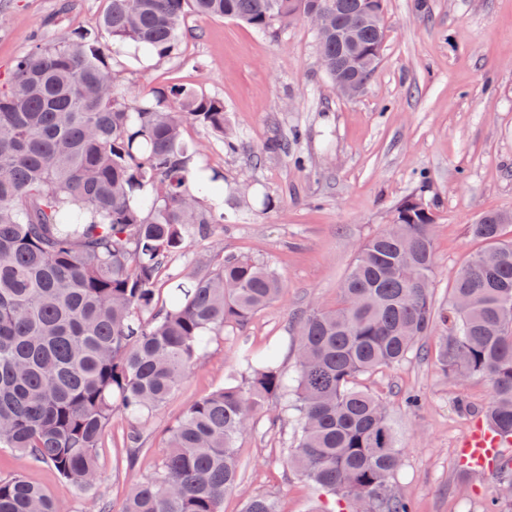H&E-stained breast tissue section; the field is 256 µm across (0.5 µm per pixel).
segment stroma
<instances>
[{
    "instance_id": "obj_1",
    "label": "stroma",
    "mask_w": 512,
    "mask_h": 512,
    "mask_svg": "<svg viewBox=\"0 0 512 512\" xmlns=\"http://www.w3.org/2000/svg\"><path fill=\"white\" fill-rule=\"evenodd\" d=\"M110 0H0V81L35 41L52 45L93 29ZM386 41L363 90L339 95L321 67L316 33L297 21L262 34L224 18L188 17L172 57L140 65L116 56L126 88L145 100L173 86L222 98L238 134L235 151L191 126L207 161L234 189L258 181L267 210L241 208L222 232L193 240L162 270L158 303L173 280L204 276L229 256L269 263L280 297L244 328H226L172 396L134 421L117 412L95 450L99 479L81 490L46 463L0 448V477L25 476L65 512H119L130 488L151 475L166 450L167 430L199 399L223 387L236 367L240 337L255 353L278 348L281 369L295 370L293 324L303 312L335 305L357 246L387 226L393 206L412 194L437 215L434 227L437 304L451 295L457 272L481 247L469 226L487 211L512 212V0H387ZM288 151L264 162L266 143ZM438 331L403 362L359 378L387 407L400 435L402 467L394 480L414 512H486L501 497L498 481L467 477L456 448L491 400L484 378L459 380L435 358ZM469 403L459 409L458 400ZM258 414L236 456L240 474L222 512H242L249 497L272 495L281 512H310L318 490L287 464L295 422ZM140 452L127 459V436Z\"/></svg>"
}]
</instances>
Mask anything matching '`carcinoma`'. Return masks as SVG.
Returning a JSON list of instances; mask_svg holds the SVG:
<instances>
[{
  "instance_id": "1",
  "label": "carcinoma",
  "mask_w": 512,
  "mask_h": 512,
  "mask_svg": "<svg viewBox=\"0 0 512 512\" xmlns=\"http://www.w3.org/2000/svg\"><path fill=\"white\" fill-rule=\"evenodd\" d=\"M94 30L35 46L0 88V448L50 464L79 488L98 480L94 450L119 410L163 404L211 337L243 327L283 289L268 264L229 257L178 282L157 306L163 268L224 225V175L185 138L195 125L234 150L224 100L187 86L156 101L130 95L111 66L165 59L186 19L224 18L260 33L311 12L332 82L369 80L386 37L385 0H110ZM365 240L336 306L297 319L296 370L274 349L238 350L239 374L171 427L158 469L120 512H221L239 478L237 442L270 403L295 416L288 464L351 512H412L392 482L402 452L385 405L357 379L398 364L435 327L442 369L483 377L485 419L512 435V224L492 211L470 225L485 244L433 299L435 212L415 196ZM0 512H63L36 482L0 478ZM243 512H280L256 495Z\"/></svg>"
}]
</instances>
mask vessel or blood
<instances>
[{
    "label": "vessel or blood",
    "instance_id": "vessel-or-blood-1",
    "mask_svg": "<svg viewBox=\"0 0 512 512\" xmlns=\"http://www.w3.org/2000/svg\"><path fill=\"white\" fill-rule=\"evenodd\" d=\"M459 465L466 471L481 474L512 466V436L476 421L456 450Z\"/></svg>",
    "mask_w": 512,
    "mask_h": 512
}]
</instances>
